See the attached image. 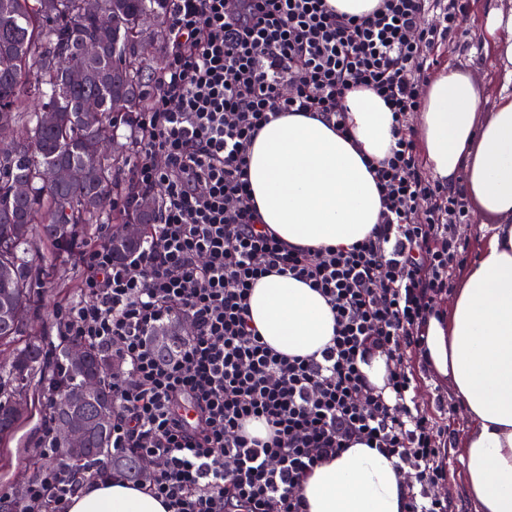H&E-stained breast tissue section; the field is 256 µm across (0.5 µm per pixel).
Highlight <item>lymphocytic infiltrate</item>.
I'll return each mask as SVG.
<instances>
[{"label":"lymphocytic infiltrate","mask_w":512,"mask_h":512,"mask_svg":"<svg viewBox=\"0 0 512 512\" xmlns=\"http://www.w3.org/2000/svg\"><path fill=\"white\" fill-rule=\"evenodd\" d=\"M465 16L464 0H378L362 16L328 0H169L168 50L135 117L132 189L117 202L128 212L161 190L159 219L124 260L99 236L71 245L81 297L56 314L62 340L112 359V451L149 460L136 484L168 512H305L298 487L352 442L407 467V512H458L439 492L454 430L418 401L417 370L430 365L427 325L468 264L458 227L472 205L426 171L411 120L439 57L460 46ZM354 88L392 114L395 144L368 166L380 221L348 247L289 245L260 222L249 148L283 112L346 131ZM272 273L325 297L336 328L319 354L282 355L251 325L252 287ZM183 319L190 333L163 353L155 334ZM377 353L389 361L381 388L361 370ZM254 420L266 437L247 432ZM117 478L129 474L101 462L53 467L17 512H63Z\"/></svg>","instance_id":"lymphocytic-infiltrate-1"}]
</instances>
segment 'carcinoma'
I'll return each mask as SVG.
<instances>
[{
  "instance_id": "cac0c4a2",
  "label": "carcinoma",
  "mask_w": 512,
  "mask_h": 512,
  "mask_svg": "<svg viewBox=\"0 0 512 512\" xmlns=\"http://www.w3.org/2000/svg\"><path fill=\"white\" fill-rule=\"evenodd\" d=\"M84 0H0V129L15 134L0 150V342L18 336L32 288L28 246L36 234L52 249H63L95 224L122 218L111 200L122 195L121 172L134 158L141 136L132 116L145 111L151 64L138 53L142 20L163 21L167 0H99L112 16L102 25L86 11ZM95 40L99 51L83 55V44ZM93 99L98 111L84 103ZM126 140L116 157L98 149L104 138ZM142 237L110 240L116 258L141 246ZM87 362L75 368L62 347L47 359L31 341L0 369V438L20 419L35 374L47 380L55 367L65 370L48 399L50 419L58 425L65 411L92 420L99 411L112 415V391L106 386L105 359L86 348ZM97 379L94 395L73 401L82 382ZM112 421L92 429L77 470L107 459L139 476L140 461L112 455Z\"/></svg>"
}]
</instances>
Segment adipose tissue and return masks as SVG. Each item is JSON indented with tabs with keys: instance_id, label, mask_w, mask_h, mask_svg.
<instances>
[{
	"instance_id": "1",
	"label": "adipose tissue",
	"mask_w": 512,
	"mask_h": 512,
	"mask_svg": "<svg viewBox=\"0 0 512 512\" xmlns=\"http://www.w3.org/2000/svg\"><path fill=\"white\" fill-rule=\"evenodd\" d=\"M498 66L512 75V12L491 9L485 26ZM482 91L463 72L427 84L417 116L423 159L441 181L463 184L494 232L452 300L431 319L427 348L471 428L463 442L466 485L478 512H512V95L482 112ZM348 134L301 112H284L255 138L249 182L262 223L284 241L349 246L379 221L380 196L365 160L384 158L391 114L373 91L344 102ZM248 314L264 342L290 356L319 352L334 315L319 292L286 275L253 286ZM406 467L355 443L317 466L298 489L307 512H405ZM66 512H167L161 499L120 480L73 496Z\"/></svg>"
}]
</instances>
